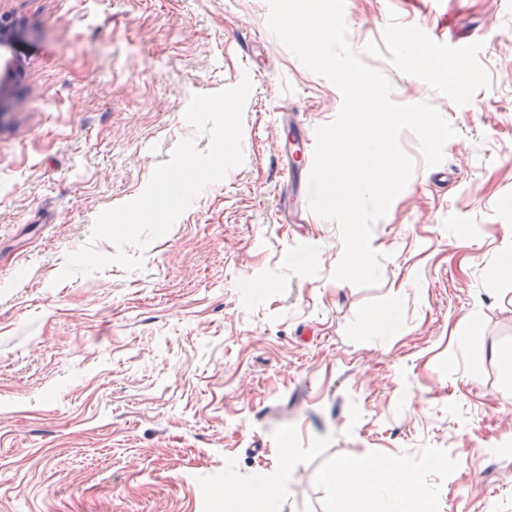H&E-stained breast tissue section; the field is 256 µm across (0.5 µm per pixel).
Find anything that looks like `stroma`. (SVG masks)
<instances>
[{"label": "stroma", "mask_w": 512, "mask_h": 512, "mask_svg": "<svg viewBox=\"0 0 512 512\" xmlns=\"http://www.w3.org/2000/svg\"><path fill=\"white\" fill-rule=\"evenodd\" d=\"M24 27L0 74V512H352L337 465L404 458L413 512H512V0H345L355 48L399 104L454 125L372 228L374 287L338 281V222L308 206L340 90L268 27L267 0H0ZM250 78L243 163L147 248L58 281L97 216L136 199L184 139L194 95ZM294 170L283 182V165ZM400 327L366 335L390 309ZM294 449L284 460V449ZM286 474L287 490L274 478ZM224 498L233 504L234 512H267V492L256 487L243 488L236 477L229 474L224 480Z\"/></svg>", "instance_id": "35a3bbf8"}]
</instances>
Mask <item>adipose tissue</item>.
Wrapping results in <instances>:
<instances>
[{
    "mask_svg": "<svg viewBox=\"0 0 512 512\" xmlns=\"http://www.w3.org/2000/svg\"><path fill=\"white\" fill-rule=\"evenodd\" d=\"M410 470L400 457H376L357 469L337 467L328 475L333 486L357 503L359 512H404L410 501L427 500L432 489L414 485Z\"/></svg>",
    "mask_w": 512,
    "mask_h": 512,
    "instance_id": "1",
    "label": "adipose tissue"
}]
</instances>
